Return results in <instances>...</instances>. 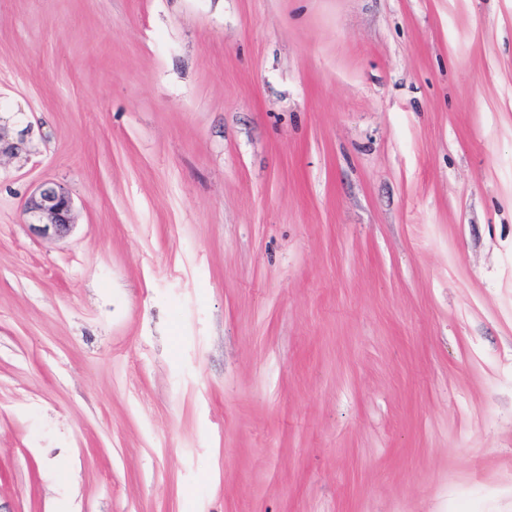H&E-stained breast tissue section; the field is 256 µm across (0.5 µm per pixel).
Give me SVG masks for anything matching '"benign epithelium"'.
<instances>
[{
    "instance_id": "obj_1",
    "label": "benign epithelium",
    "mask_w": 512,
    "mask_h": 512,
    "mask_svg": "<svg viewBox=\"0 0 512 512\" xmlns=\"http://www.w3.org/2000/svg\"><path fill=\"white\" fill-rule=\"evenodd\" d=\"M25 211L35 219L30 227L38 235L65 238L74 228L72 200L63 187L53 182L37 187L26 200Z\"/></svg>"
}]
</instances>
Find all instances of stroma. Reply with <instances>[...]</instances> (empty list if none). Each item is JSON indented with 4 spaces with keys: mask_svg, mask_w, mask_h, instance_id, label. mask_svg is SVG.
<instances>
[{
    "mask_svg": "<svg viewBox=\"0 0 512 512\" xmlns=\"http://www.w3.org/2000/svg\"><path fill=\"white\" fill-rule=\"evenodd\" d=\"M0 142V512H512V0H0ZM25 211L35 219L30 227L41 236L65 238L75 226L72 200L64 188L54 182L41 183L26 200Z\"/></svg>",
    "mask_w": 512,
    "mask_h": 512,
    "instance_id": "1",
    "label": "stroma"
}]
</instances>
